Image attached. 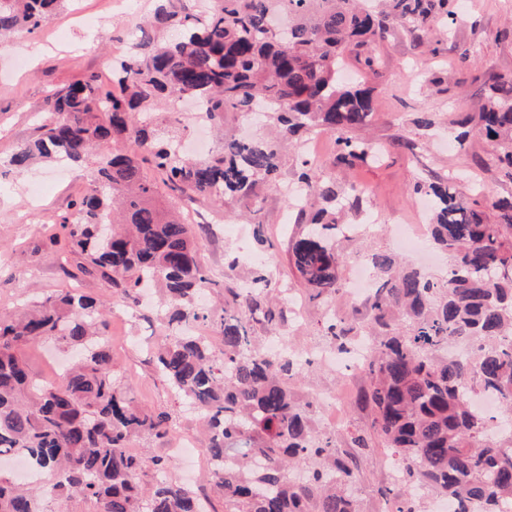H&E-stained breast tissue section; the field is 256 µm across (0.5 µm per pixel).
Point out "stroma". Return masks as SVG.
I'll return each instance as SVG.
<instances>
[{
    "label": "stroma",
    "mask_w": 512,
    "mask_h": 512,
    "mask_svg": "<svg viewBox=\"0 0 512 512\" xmlns=\"http://www.w3.org/2000/svg\"><path fill=\"white\" fill-rule=\"evenodd\" d=\"M154 0H76L51 21L33 32H20L0 44V311H18L25 300L43 298L62 288H78L102 300L111 299L110 282L98 276L66 277L62 266L68 255L65 243H53L62 216L85 184L86 169L72 165L58 176L57 165H43L18 174L7 165L15 145L30 138L42 119L48 92L90 74L109 81L113 58L123 56L128 43L138 39L150 16ZM468 48L470 67H462L459 48ZM373 73H365L363 61L345 55V79L368 76L373 90L374 112L367 128L357 135L383 149L379 162L352 168H329L337 189L359 183L365 193L360 211L343 213L347 224L373 217L376 227L367 243L397 261H408L398 250L388 224L402 215L409 224L419 221V197L411 189L419 181L443 180L458 175L465 185L481 189V205L512 196V177L493 157L490 143L472 133L464 146L449 147L448 140L465 117L475 115L483 102L486 80L512 75V0H464L448 29L434 25L421 31L392 25L385 39L369 48ZM430 115L434 124L425 129L416 121ZM304 157L295 141L280 142L279 184L258 183L247 201L224 204L196 198L178 208L184 218L202 221L206 232L199 259L224 286L240 288L254 258L268 260L275 286L288 289L302 300L304 314L297 324H286L289 344L314 351L324 344L317 330L326 310L353 321L354 305L345 292L308 302L303 288L288 265V239L296 232L297 213L289 209L281 186L294 182ZM263 235H255V226ZM235 271H228L229 261ZM163 331L158 321L124 309L109 320L107 338L112 343V368L134 404L155 412H167L174 427L200 433L196 413L188 411L155 374L151 348ZM365 385L357 377L338 384L336 372L313 363L292 383L301 400L341 388L344 419L335 429L337 445L349 433L368 426L369 416L356 398ZM387 449H374L363 459L354 493L359 512H389L392 498L383 496L389 480L382 468Z\"/></svg>",
    "instance_id": "35a3bbf8"
}]
</instances>
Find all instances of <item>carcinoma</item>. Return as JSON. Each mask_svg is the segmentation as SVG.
I'll return each mask as SVG.
<instances>
[{"instance_id":"cac0c4a2","label":"carcinoma","mask_w":512,"mask_h":512,"mask_svg":"<svg viewBox=\"0 0 512 512\" xmlns=\"http://www.w3.org/2000/svg\"><path fill=\"white\" fill-rule=\"evenodd\" d=\"M70 2L0 0V39L48 23ZM155 2L150 27L169 37L142 31L112 71L116 91L94 77L51 90L46 119L8 166L20 174L38 161L91 159L60 228L77 269L107 279L121 306L139 304L143 282L163 286L167 334L155 372L199 413L224 512H358L351 485L374 448L389 449L401 465L396 486L382 490L397 499L394 512H425L418 484L455 502V512H499L502 500H512V199L494 204L492 223L453 177L413 185V194L432 199L430 240L450 259L442 278L385 253H358L376 276L365 301L370 323L334 317L322 325L337 351L356 336L374 340L360 398L371 422L350 434L354 452L344 453L316 427L312 402L298 401L289 387L304 367L258 342L257 329L277 335L285 323L270 267L254 270L249 288L224 289V309L201 304L220 282L201 265L197 235L175 208L193 195L250 197L279 170V136L226 138L220 152L196 161L158 129L162 101L192 98L219 130L228 112L260 111L281 125L280 136H333V166L374 162L381 150L353 135L371 121V90L344 85V52L384 39L392 23L418 29L434 13L451 19V0H386L378 13L357 0ZM477 122L497 161L512 170V77L489 79ZM143 162L162 175L168 205L143 177ZM302 166L304 196L293 207L300 214L312 200L323 207L289 242L288 260L315 301L340 288L343 197L325 165ZM110 313L99 299L65 288L16 317L0 314V453H18L52 476L34 494L0 474V512H46L47 498L93 500L99 512H204L187 486L160 479L141 487L145 470L161 476L174 460L129 448L144 436H166L170 419L123 394L106 339ZM201 324L219 330L222 356L186 332ZM46 342L79 352L57 384L33 381L22 357L24 347ZM478 392L495 395L502 414L477 412L471 395Z\"/></svg>"}]
</instances>
